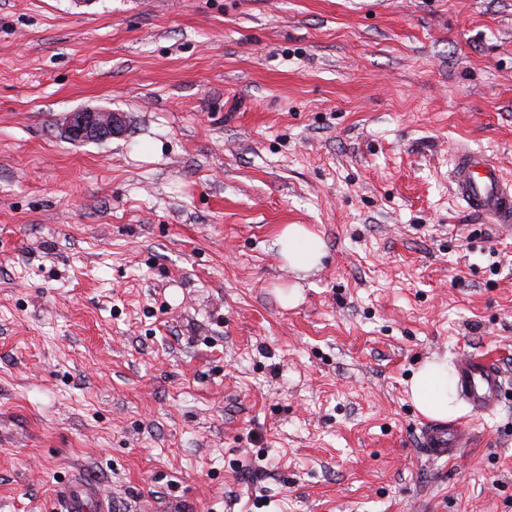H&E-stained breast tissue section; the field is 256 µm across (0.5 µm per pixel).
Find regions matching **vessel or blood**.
<instances>
[{"mask_svg": "<svg viewBox=\"0 0 512 512\" xmlns=\"http://www.w3.org/2000/svg\"><path fill=\"white\" fill-rule=\"evenodd\" d=\"M451 178L455 193L473 212L495 224H512V178L483 155L461 148L454 155ZM459 385L473 411L489 413L502 400L503 382L494 364L473 358L461 360ZM465 424H424L420 446L433 459H453L470 443ZM60 512H111L110 501L97 482L76 475L63 491Z\"/></svg>", "mask_w": 512, "mask_h": 512, "instance_id": "1", "label": "vessel or blood"}]
</instances>
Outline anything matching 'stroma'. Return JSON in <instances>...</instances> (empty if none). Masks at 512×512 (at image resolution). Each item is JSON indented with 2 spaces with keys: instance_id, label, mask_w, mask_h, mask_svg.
<instances>
[{
  "instance_id": "stroma-1",
  "label": "stroma",
  "mask_w": 512,
  "mask_h": 512,
  "mask_svg": "<svg viewBox=\"0 0 512 512\" xmlns=\"http://www.w3.org/2000/svg\"><path fill=\"white\" fill-rule=\"evenodd\" d=\"M461 146L512 178V0H0V512L78 470L112 512H512V224ZM473 356L504 404L431 460L410 379ZM63 129L65 136L75 142L102 141L124 130V118L108 109L76 110L67 114ZM455 193L473 212L493 224H512V180L481 154L460 147L451 170ZM281 254L295 269H309L324 255L322 239L300 224H289L277 240Z\"/></svg>"
}]
</instances>
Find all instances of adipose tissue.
I'll return each mask as SVG.
<instances>
[{
  "label": "adipose tissue",
  "mask_w": 512,
  "mask_h": 512,
  "mask_svg": "<svg viewBox=\"0 0 512 512\" xmlns=\"http://www.w3.org/2000/svg\"><path fill=\"white\" fill-rule=\"evenodd\" d=\"M277 243L289 266L309 269L317 265L324 254L322 239L299 224L288 225ZM457 374L445 359L425 362L413 374L410 384L411 400L425 416L448 421L460 415Z\"/></svg>",
  "instance_id": "1"
}]
</instances>
